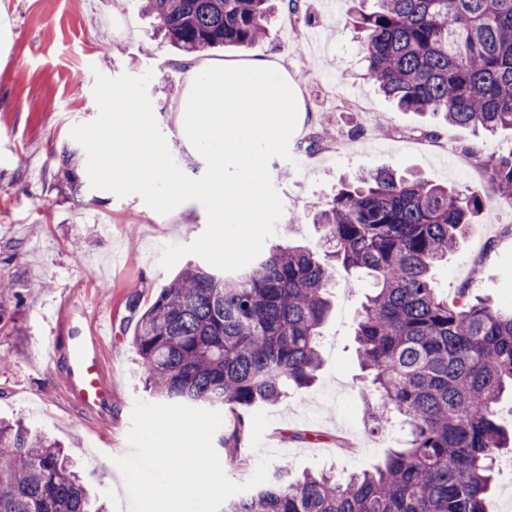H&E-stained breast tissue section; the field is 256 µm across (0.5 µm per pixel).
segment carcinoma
<instances>
[{"label":"carcinoma","instance_id":"carcinoma-1","mask_svg":"<svg viewBox=\"0 0 512 512\" xmlns=\"http://www.w3.org/2000/svg\"><path fill=\"white\" fill-rule=\"evenodd\" d=\"M359 13L365 76L404 112L458 128L512 129V0H374ZM179 53L245 50L273 13L302 14L301 0H141ZM326 134L295 144L328 148ZM485 181L434 185L389 167L355 176L315 205L328 248L277 245L233 272L187 262L141 314L132 343L145 389L169 404L224 412L255 408L309 387L322 366L320 338L336 269L373 280L355 329L373 388L371 430L397 423L404 439L369 469L343 479L293 476L282 466L222 512H486L509 441L512 308L434 286L488 207L512 205V151L479 159ZM63 185L81 194L76 152L62 155ZM238 420L220 439L238 457ZM0 512H94L60 444L21 420L0 422Z\"/></svg>","mask_w":512,"mask_h":512}]
</instances>
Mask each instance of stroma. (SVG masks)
Segmentation results:
<instances>
[{
  "mask_svg": "<svg viewBox=\"0 0 512 512\" xmlns=\"http://www.w3.org/2000/svg\"><path fill=\"white\" fill-rule=\"evenodd\" d=\"M303 27L275 14L269 33L249 49L273 58L298 83L305 110L294 139L319 131L328 148L308 156L272 158V183L283 214L269 244L297 243L323 252L321 231L307 208L333 196L354 174L381 167L421 173L436 184L465 187L483 179L463 157L512 148V131L474 135L412 112H402L363 77L360 43L347 0L324 9L307 0ZM0 278L13 288L6 301L12 324L0 328V418L21 417L49 432L68 449L84 483L106 512H128L129 501L115 458L129 451L127 434L136 401H148L132 337L143 310L173 277L159 264L160 248L188 244L207 227L202 204L187 201L167 214L137 195L117 197L85 189L81 201L60 184L63 150L75 149L70 132L93 121L97 75L151 73L148 95L157 124L179 168L204 174L203 157L179 135L173 108L186 90L174 54L154 34L139 0H0ZM436 138H426V131ZM512 207L486 209L448 261L434 270L448 296L468 289L493 307L512 306ZM338 272L332 311L321 342L323 365L306 391L266 405L271 422L263 447L244 442L240 457L223 462L229 479L248 480L263 452H276L296 473L335 475L371 467L396 433H370L365 412L370 395L356 353L353 327L370 288L366 277L344 287ZM89 323L112 324L107 357L112 364V418L85 417L63 394L62 364L45 354L71 311ZM316 441L303 440V433Z\"/></svg>",
  "mask_w": 512,
  "mask_h": 512,
  "instance_id": "1",
  "label": "stroma"
}]
</instances>
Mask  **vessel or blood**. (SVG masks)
Masks as SVG:
<instances>
[{"instance_id":"obj_1","label":"vessel or blood","mask_w":512,"mask_h":512,"mask_svg":"<svg viewBox=\"0 0 512 512\" xmlns=\"http://www.w3.org/2000/svg\"><path fill=\"white\" fill-rule=\"evenodd\" d=\"M59 338L46 348L52 359L62 360L64 392L85 415L104 419L112 409V383L103 357L104 338L87 326L83 314H73L58 327Z\"/></svg>"}]
</instances>
